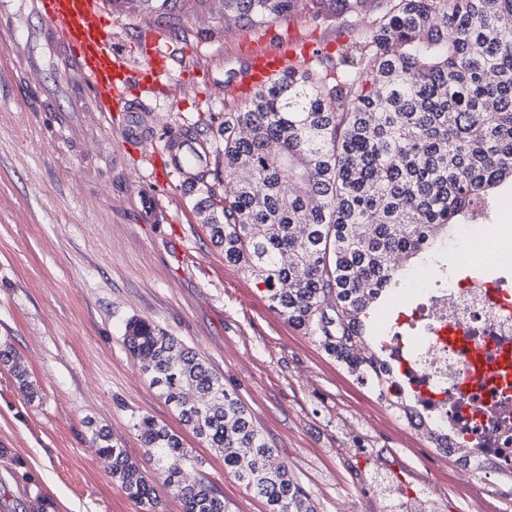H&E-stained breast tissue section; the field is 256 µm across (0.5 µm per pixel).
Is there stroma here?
<instances>
[{
  "label": "stroma",
  "mask_w": 512,
  "mask_h": 512,
  "mask_svg": "<svg viewBox=\"0 0 512 512\" xmlns=\"http://www.w3.org/2000/svg\"><path fill=\"white\" fill-rule=\"evenodd\" d=\"M280 42L328 53L349 40L348 19L331 6L300 0L272 23ZM112 30L133 62H144L148 34L170 42L187 67L171 73L168 95L150 116L155 139L123 148L107 135L72 150L57 144L51 119L25 113L0 92V344H10L34 388L0 364V512H146L113 480L92 443L105 426L151 479L156 512H181L133 429L150 416L180 435L202 460L203 475L226 512H267L224 459L183 425L129 354L127 321L141 319L195 348L235 391L307 490L316 512H386L373 487L387 475L409 496L433 487L435 512H512V476L466 473L437 450L426 430L379 401L346 366L271 308L261 286L224 260L206 227L220 214L224 167L211 160L205 186L176 189L150 177L148 155L170 132L189 130L219 151L228 86L250 59L258 29L224 0H177L167 14L121 10ZM154 192L159 219L139 220V189ZM438 247L451 280L478 276L512 285V261L460 257V227ZM431 262L405 265V284L383 299L379 330L420 303Z\"/></svg>",
  "instance_id": "stroma-1"
}]
</instances>
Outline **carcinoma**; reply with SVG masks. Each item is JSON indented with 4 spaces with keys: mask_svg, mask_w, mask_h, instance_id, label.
I'll return each instance as SVG.
<instances>
[{
    "mask_svg": "<svg viewBox=\"0 0 512 512\" xmlns=\"http://www.w3.org/2000/svg\"><path fill=\"white\" fill-rule=\"evenodd\" d=\"M298 0H225L262 25ZM364 0H336L358 32L336 56L317 52L224 113V223L211 241L265 287L288 324L315 339L377 399L422 428L406 403L393 355L365 344L374 303L401 285L396 260L432 259V287L448 286L436 242L448 226L489 218L512 183V0H386L364 20ZM132 358L224 468L267 512H315L288 464L242 400L202 356L146 321L126 324ZM182 512H225L206 480L188 483L193 451L152 417L133 423ZM436 448L461 452L440 427ZM112 478L132 501L156 507L152 482L105 427L92 432Z\"/></svg>",
    "mask_w": 512,
    "mask_h": 512,
    "instance_id": "obj_1",
    "label": "carcinoma"
}]
</instances>
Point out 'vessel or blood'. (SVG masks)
<instances>
[{
  "mask_svg": "<svg viewBox=\"0 0 512 512\" xmlns=\"http://www.w3.org/2000/svg\"><path fill=\"white\" fill-rule=\"evenodd\" d=\"M119 7L118 0H20L15 8L0 0V33L10 36L0 52V84H11L27 111L52 114L60 130H67L74 109L92 128L117 131L122 143H148V116L174 59L155 36L146 66H132L112 31V12ZM269 38L266 32L258 36L260 49L240 84L262 82L295 62L289 49H267ZM161 156L182 187L203 184L209 153L195 137L170 135Z\"/></svg>",
  "mask_w": 512,
  "mask_h": 512,
  "instance_id": "b4317fda",
  "label": "vessel or blood"
}]
</instances>
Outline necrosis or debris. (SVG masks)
<instances>
[{"mask_svg": "<svg viewBox=\"0 0 512 512\" xmlns=\"http://www.w3.org/2000/svg\"><path fill=\"white\" fill-rule=\"evenodd\" d=\"M464 246L472 259L480 261L490 252L499 255L512 251V238L482 229L476 222L465 227ZM486 286L480 278L461 288L449 286L431 295L413 316L414 322L423 327L413 350L416 384L422 389L439 390L441 400L428 412L447 425L451 435L464 438L474 472L488 462L512 470V381L491 376L460 391L458 384L467 371L468 352L439 342L437 336L444 328L456 326L480 346L512 341V316L487 302Z\"/></svg>", "mask_w": 512, "mask_h": 512, "instance_id": "4bbe7bcc", "label": "necrosis or debris"}]
</instances>
